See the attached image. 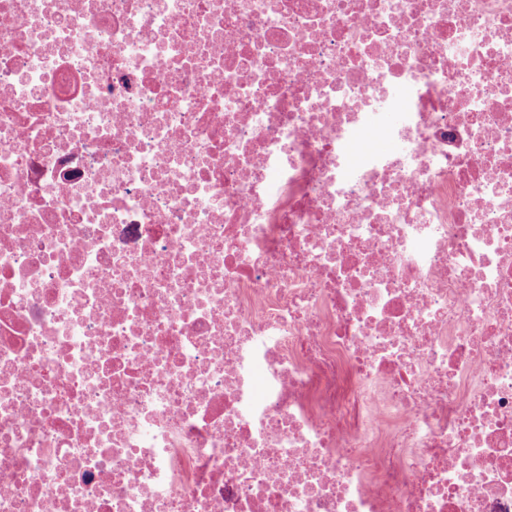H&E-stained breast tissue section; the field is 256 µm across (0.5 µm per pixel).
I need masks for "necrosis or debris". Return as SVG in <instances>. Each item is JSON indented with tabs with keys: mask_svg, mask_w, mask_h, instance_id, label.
Listing matches in <instances>:
<instances>
[{
	"mask_svg": "<svg viewBox=\"0 0 512 512\" xmlns=\"http://www.w3.org/2000/svg\"><path fill=\"white\" fill-rule=\"evenodd\" d=\"M0 512H512V0H0Z\"/></svg>",
	"mask_w": 512,
	"mask_h": 512,
	"instance_id": "4bbe7bcc",
	"label": "necrosis or debris"
}]
</instances>
